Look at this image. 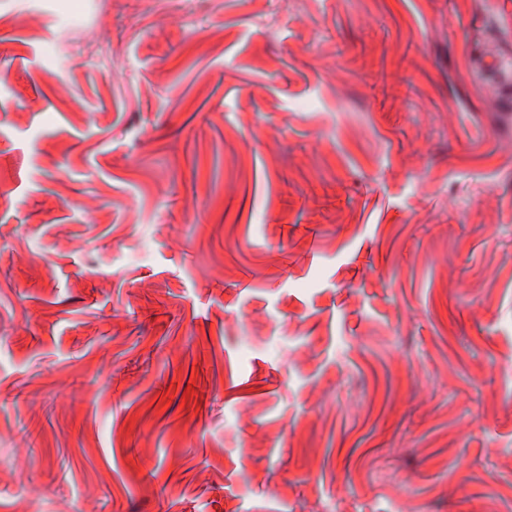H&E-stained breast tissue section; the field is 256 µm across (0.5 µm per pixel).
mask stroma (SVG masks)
Returning a JSON list of instances; mask_svg holds the SVG:
<instances>
[{
    "label": "stroma",
    "instance_id": "35a3bbf8",
    "mask_svg": "<svg viewBox=\"0 0 512 512\" xmlns=\"http://www.w3.org/2000/svg\"><path fill=\"white\" fill-rule=\"evenodd\" d=\"M4 17L0 512H512V0Z\"/></svg>",
    "mask_w": 512,
    "mask_h": 512
}]
</instances>
